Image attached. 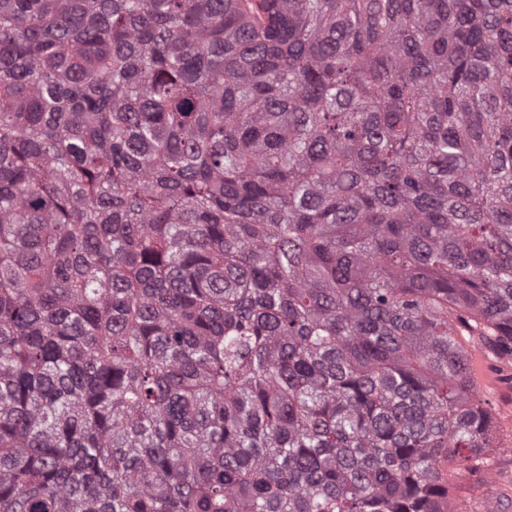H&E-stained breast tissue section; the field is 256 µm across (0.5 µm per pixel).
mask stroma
Instances as JSON below:
<instances>
[{
	"mask_svg": "<svg viewBox=\"0 0 512 512\" xmlns=\"http://www.w3.org/2000/svg\"><path fill=\"white\" fill-rule=\"evenodd\" d=\"M479 395L491 410L493 446L489 466L473 473L458 466L447 469L450 502L456 512H512V356L489 351L478 337L462 336Z\"/></svg>",
	"mask_w": 512,
	"mask_h": 512,
	"instance_id": "35a3bbf8",
	"label": "stroma"
}]
</instances>
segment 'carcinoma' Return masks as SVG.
I'll use <instances>...</instances> for the list:
<instances>
[{
    "instance_id": "carcinoma-1",
    "label": "carcinoma",
    "mask_w": 512,
    "mask_h": 512,
    "mask_svg": "<svg viewBox=\"0 0 512 512\" xmlns=\"http://www.w3.org/2000/svg\"><path fill=\"white\" fill-rule=\"evenodd\" d=\"M512 355V0H0V512H453Z\"/></svg>"
}]
</instances>
